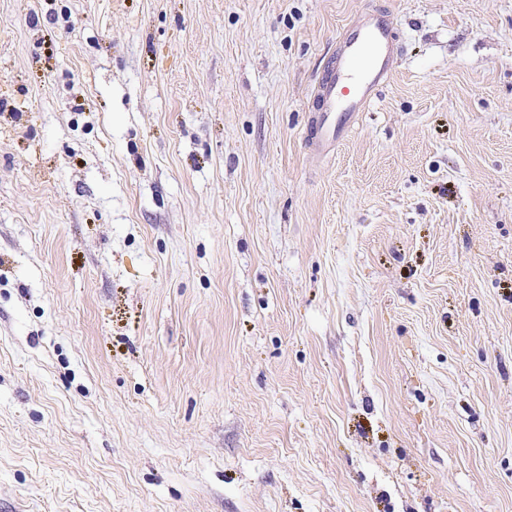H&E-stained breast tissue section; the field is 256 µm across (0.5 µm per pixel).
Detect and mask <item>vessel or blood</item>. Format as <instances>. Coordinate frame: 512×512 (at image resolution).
I'll return each instance as SVG.
<instances>
[{"mask_svg":"<svg viewBox=\"0 0 512 512\" xmlns=\"http://www.w3.org/2000/svg\"><path fill=\"white\" fill-rule=\"evenodd\" d=\"M402 46L388 13H360L340 32L336 50L314 88L310 140L328 151L351 131L389 80Z\"/></svg>","mask_w":512,"mask_h":512,"instance_id":"1","label":"vessel or blood"}]
</instances>
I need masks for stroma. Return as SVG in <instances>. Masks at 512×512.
Returning <instances> with one entry per match:
<instances>
[{"mask_svg": "<svg viewBox=\"0 0 512 512\" xmlns=\"http://www.w3.org/2000/svg\"><path fill=\"white\" fill-rule=\"evenodd\" d=\"M0 512H512V0H0ZM402 46L388 13L358 14L340 32L336 50L314 88L310 140L326 152L351 131L359 112L389 80Z\"/></svg>", "mask_w": 512, "mask_h": 512, "instance_id": "stroma-1", "label": "stroma"}]
</instances>
